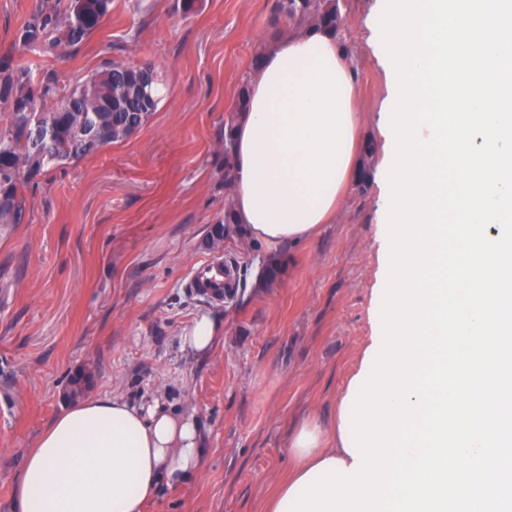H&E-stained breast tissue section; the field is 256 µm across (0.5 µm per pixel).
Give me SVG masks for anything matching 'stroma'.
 Wrapping results in <instances>:
<instances>
[{
  "label": "stroma",
  "instance_id": "stroma-1",
  "mask_svg": "<svg viewBox=\"0 0 512 512\" xmlns=\"http://www.w3.org/2000/svg\"><path fill=\"white\" fill-rule=\"evenodd\" d=\"M37 0H0V58L12 55ZM363 146L365 190L349 185L333 223L269 256L239 237L210 246L224 216V120L274 0H113L71 54L30 51L66 87L106 64L152 62L156 112L131 138L44 169L25 189L22 223L0 230V512L26 454L72 398L161 400L195 415L207 454L187 485L162 488L147 512H265L293 466L303 420L331 426L371 342L383 287L379 208L386 69L367 44L378 0H342ZM372 151H365V144ZM282 267L273 282L258 272ZM233 261L231 298L195 293L206 262ZM210 313L224 334L206 355L181 336Z\"/></svg>",
  "mask_w": 512,
  "mask_h": 512
}]
</instances>
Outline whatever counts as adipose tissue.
<instances>
[{"instance_id":"1","label":"adipose tissue","mask_w":512,"mask_h":512,"mask_svg":"<svg viewBox=\"0 0 512 512\" xmlns=\"http://www.w3.org/2000/svg\"><path fill=\"white\" fill-rule=\"evenodd\" d=\"M353 75L323 32L274 41L249 82L246 115L234 130V208L245 237L267 253L314 237L341 207L354 171ZM347 429L304 422L288 442L289 488L329 460L352 466ZM206 453L194 416L161 401L113 397L73 402L27 453L16 512H145L161 486L198 477Z\"/></svg>"}]
</instances>
